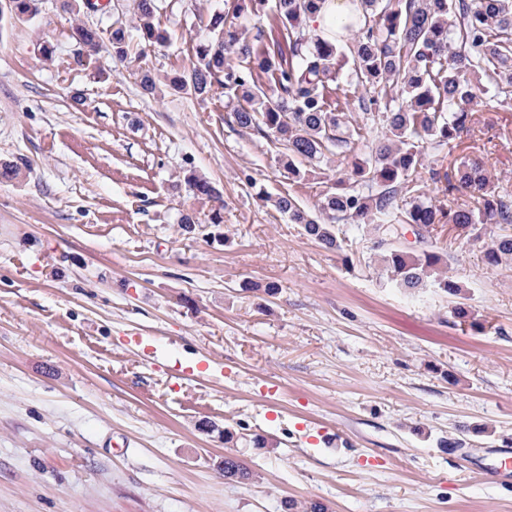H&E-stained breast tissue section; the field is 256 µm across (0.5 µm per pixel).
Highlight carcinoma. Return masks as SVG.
<instances>
[{
    "instance_id": "obj_1",
    "label": "carcinoma",
    "mask_w": 512,
    "mask_h": 512,
    "mask_svg": "<svg viewBox=\"0 0 512 512\" xmlns=\"http://www.w3.org/2000/svg\"><path fill=\"white\" fill-rule=\"evenodd\" d=\"M327 0H224L213 10L207 36L195 45L189 67L159 80L148 51L166 44L170 33L159 16L173 11L172 0H132V37L124 17L105 29L86 22L72 26L69 39L79 48L78 66L99 54L108 41L112 57L123 61L139 47L140 87L153 95L164 86L205 100L214 88L237 101L231 113L241 129L274 137L283 145L289 173L299 176V160L312 168L332 157L345 162L375 126L382 138L369 145L366 159L352 162L349 177L322 195L318 212L305 209L290 193L274 199L288 222L322 248L343 249L338 222L361 228L375 224L385 248L383 268L396 287L420 291L431 286L458 294L459 284L443 275L446 255L427 248L395 245L404 226L422 244L435 226L460 230L479 224H512V197L498 195L479 161L464 162L440 191L466 192L474 208L445 211L430 196L422 175L429 144L454 149L468 129L470 107L512 101V0H352L348 22L320 35L303 21ZM43 0H11L10 18L26 23L42 12ZM60 8L79 14L103 10L92 0H61ZM269 17L270 29L242 19ZM363 88L359 114L350 113V88ZM185 183L197 197L215 200L220 192L195 175ZM410 201L402 203L404 197ZM492 264L512 262V234L496 236L486 253ZM224 477L247 479L249 471L224 458Z\"/></svg>"
}]
</instances>
